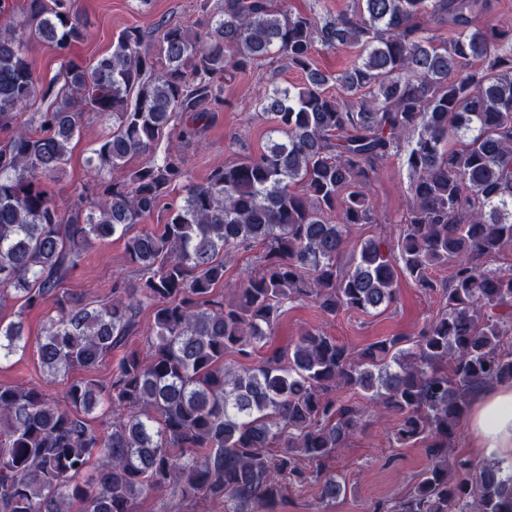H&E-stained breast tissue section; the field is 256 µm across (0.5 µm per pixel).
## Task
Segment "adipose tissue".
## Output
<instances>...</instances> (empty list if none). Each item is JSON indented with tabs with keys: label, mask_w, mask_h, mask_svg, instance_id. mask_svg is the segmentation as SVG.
<instances>
[{
	"label": "adipose tissue",
	"mask_w": 512,
	"mask_h": 512,
	"mask_svg": "<svg viewBox=\"0 0 512 512\" xmlns=\"http://www.w3.org/2000/svg\"><path fill=\"white\" fill-rule=\"evenodd\" d=\"M470 446L478 454L508 466L512 464V385L482 390L467 417Z\"/></svg>",
	"instance_id": "ef3b65f1"
}]
</instances>
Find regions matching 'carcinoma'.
I'll return each mask as SVG.
<instances>
[{"label":"carcinoma","instance_id":"1","mask_svg":"<svg viewBox=\"0 0 512 512\" xmlns=\"http://www.w3.org/2000/svg\"><path fill=\"white\" fill-rule=\"evenodd\" d=\"M199 10L195 30L126 29L85 66L72 57L85 38L72 0H0V303L22 301L17 319L0 317V364L29 348L24 309L52 305L36 349L53 377L92 370L139 333L143 309L153 314L145 351L125 352L105 385L75 380L60 396L0 385V512H133L144 494L278 512L288 484L312 479L334 501L348 485L327 461L383 408L400 418L398 445L431 448L394 512H512V468L448 457L473 393L512 382L501 348L512 268L485 265L512 243V25L474 27L492 0H353L326 18L276 0ZM431 21L452 36L437 39ZM32 34L61 59L48 80L28 59ZM318 45L356 56L326 73ZM273 56L303 81L255 99L271 124L263 151L172 197L188 176L181 148L224 109V84ZM88 112L112 126L87 160L92 185L64 199L49 182ZM410 130L397 246L370 238L339 265L349 227L377 222L371 182ZM160 208L166 223L136 229ZM111 239L135 278L113 279L96 301L65 291L88 249ZM254 247L260 269L224 280V253ZM433 268L448 272L445 312L413 346L392 336L352 352L307 331L285 354L246 363L288 301L327 317L370 313L393 301L401 275L435 288ZM228 353L244 362L227 366ZM339 387L368 406L339 401ZM104 402L111 415L96 425ZM91 465L93 481L80 480Z\"/></svg>","mask_w":512,"mask_h":512}]
</instances>
